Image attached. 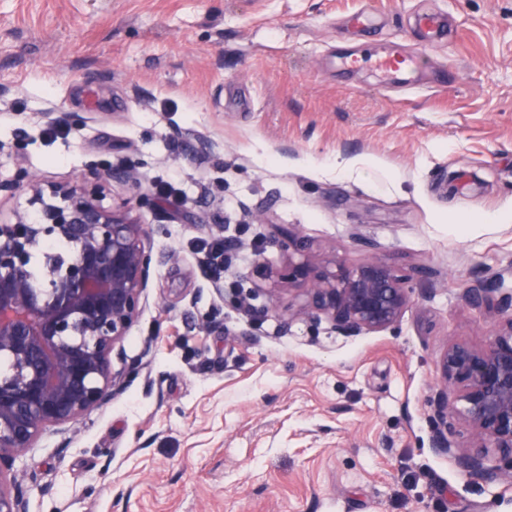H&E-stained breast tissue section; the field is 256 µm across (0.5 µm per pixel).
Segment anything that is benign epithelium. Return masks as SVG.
<instances>
[{"instance_id": "1", "label": "benign epithelium", "mask_w": 512, "mask_h": 512, "mask_svg": "<svg viewBox=\"0 0 512 512\" xmlns=\"http://www.w3.org/2000/svg\"><path fill=\"white\" fill-rule=\"evenodd\" d=\"M97 184L139 183L131 169L105 167ZM18 186L39 208L33 219L0 221V512H28L18 456L52 428L76 423L124 391L113 359L124 358L123 340L136 323L154 270L149 234L133 212L104 206L83 183L47 188L21 171ZM64 241L70 253L46 256L47 272L32 269L36 252ZM302 288L288 321H326L345 335L379 332L398 322L411 304L407 279L377 257L348 267L306 257L292 265ZM488 288L460 293L468 306L484 305ZM487 345L449 346L437 362L439 384L431 399L432 450L454 458L465 472L489 482L512 475L492 464L491 451L512 457V300ZM466 427L469 443L448 436V418Z\"/></svg>"}]
</instances>
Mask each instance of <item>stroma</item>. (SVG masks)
I'll use <instances>...</instances> for the list:
<instances>
[{
    "instance_id": "1",
    "label": "stroma",
    "mask_w": 512,
    "mask_h": 512,
    "mask_svg": "<svg viewBox=\"0 0 512 512\" xmlns=\"http://www.w3.org/2000/svg\"><path fill=\"white\" fill-rule=\"evenodd\" d=\"M425 13L445 19L428 47ZM395 50L415 85L334 66ZM48 112L83 121L47 139ZM104 164L142 176L103 203L149 198L154 273L124 391L16 459L29 512H512L432 451L429 403L439 354L501 319L503 291L475 309L462 288L512 266V0H0V218L33 212L20 169ZM174 171L169 205L152 183ZM257 231L260 257L204 276L193 242ZM356 233L414 284L400 321L282 327L289 266L357 265Z\"/></svg>"
}]
</instances>
